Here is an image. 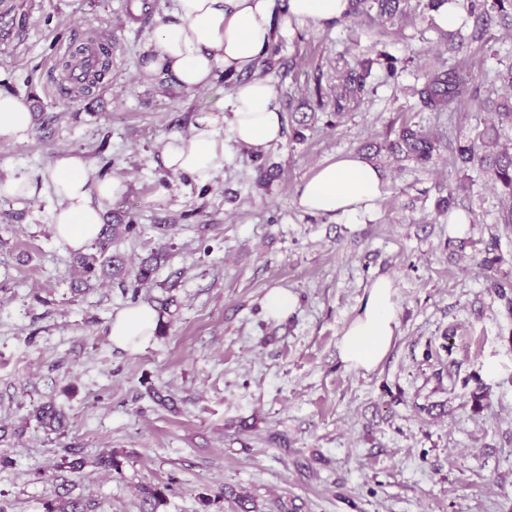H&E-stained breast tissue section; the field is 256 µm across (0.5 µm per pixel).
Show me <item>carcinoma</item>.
Wrapping results in <instances>:
<instances>
[{
    "mask_svg": "<svg viewBox=\"0 0 512 512\" xmlns=\"http://www.w3.org/2000/svg\"><path fill=\"white\" fill-rule=\"evenodd\" d=\"M354 5L363 6L365 11L377 9L382 16L394 17L398 11L399 0H353ZM481 8V16H489L494 11L500 18H512V0H471L470 13ZM369 68L363 62L358 68L350 71L344 84L343 96H356L365 90L366 78ZM424 82L416 90L424 107L434 112L455 110L462 102L464 81L456 74L442 68H434L423 74ZM512 127V104L504 105V111L497 113V122L483 127L470 142H456L454 148V163L467 169L479 167L489 179L503 188L505 197L502 200L505 215L503 223L512 224V151L499 148L500 131ZM438 138L428 133H422L410 127L401 130L398 140L391 143L389 150L393 154H404L418 162L429 160L433 153L439 151ZM118 225L105 224L102 226L99 237L95 241L93 253L79 254L74 262L81 274L80 283L88 285L89 281L99 277L125 278L134 276L137 283L149 281L155 265L143 263L137 269L127 270L124 263H116V257L105 256L106 244L112 242ZM486 288L494 292L500 299L506 301L507 307L512 309V281L500 279L493 274L487 275ZM35 417L41 427L50 431H57L65 422L64 413L52 403L40 405ZM143 503L149 505L144 512H156V508L164 501L165 493L161 488L144 484L138 486ZM45 512H88V505L81 499H60L58 504L48 502Z\"/></svg>",
    "mask_w": 512,
    "mask_h": 512,
    "instance_id": "1",
    "label": "carcinoma"
}]
</instances>
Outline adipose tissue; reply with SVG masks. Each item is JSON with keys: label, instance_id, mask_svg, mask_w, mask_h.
Instances as JSON below:
<instances>
[{"label": "adipose tissue", "instance_id": "1", "mask_svg": "<svg viewBox=\"0 0 512 512\" xmlns=\"http://www.w3.org/2000/svg\"><path fill=\"white\" fill-rule=\"evenodd\" d=\"M350 0H176L170 18L162 22L142 47L144 75H164L188 93L208 91L213 105L200 113L190 135L164 139L165 168L210 182L224 168V136L260 155L284 139L282 111L270 78L257 70L267 55L277 23L314 24L325 29L342 21ZM244 74L231 91L216 85L217 70ZM33 125L25 96L0 88V142L26 141ZM51 186L58 205L52 223L56 238L79 251L93 242L103 224L105 206L122 198L128 183L122 176H92L77 155H60ZM385 182L366 158L348 155L316 168L296 191L305 212L353 216L374 210ZM159 324L157 310L141 304L120 311L113 319V343L132 352L144 348ZM398 327L392 283L376 280L359 314L345 331L342 358L355 368L371 369L386 355Z\"/></svg>", "mask_w": 512, "mask_h": 512}]
</instances>
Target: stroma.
<instances>
[{
	"mask_svg": "<svg viewBox=\"0 0 512 512\" xmlns=\"http://www.w3.org/2000/svg\"><path fill=\"white\" fill-rule=\"evenodd\" d=\"M173 4L0 0V18L27 20L15 40L0 38V88L33 112L26 142L0 144V178L36 182L33 197L0 199V507L45 512L67 492L97 512H142L137 488L155 484L168 489L157 512H240L238 494L256 512H512V311L485 282L490 243L512 279L502 189L479 168L455 170L448 150L424 163L387 150L405 125L475 137L512 98L501 78L512 29L470 19L451 39L430 0H400L391 19L281 31L269 73L283 142L256 156L225 137L224 169L202 185L169 172L160 148L189 134L209 92L139 72ZM102 33L111 74L62 93V48ZM359 61L371 64L365 92L342 98ZM441 64L481 107H422L413 89ZM65 152L128 178L105 207L127 226L108 253L136 265L164 251L149 283L74 292L75 253L55 237L45 187ZM349 154L383 174L373 213L303 212L297 187ZM452 186L453 212L439 211ZM381 277L398 327L386 356L357 369L340 340ZM274 288L296 300L281 320L264 310ZM140 304L158 308L161 334L136 353L113 346V317ZM50 401L66 414L57 433L35 419ZM110 453L118 469L92 467Z\"/></svg>",
	"mask_w": 512,
	"mask_h": 512,
	"instance_id": "obj_1",
	"label": "stroma"
}]
</instances>
